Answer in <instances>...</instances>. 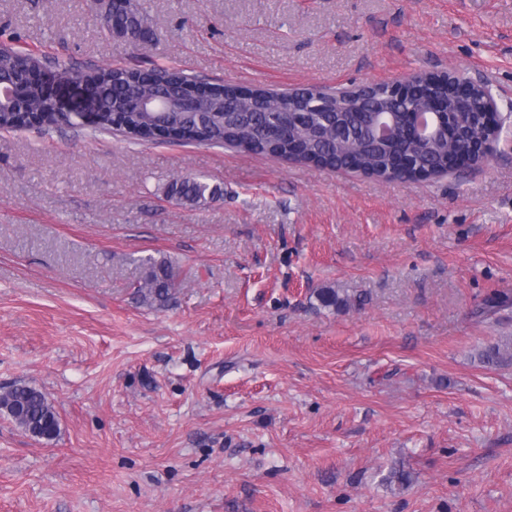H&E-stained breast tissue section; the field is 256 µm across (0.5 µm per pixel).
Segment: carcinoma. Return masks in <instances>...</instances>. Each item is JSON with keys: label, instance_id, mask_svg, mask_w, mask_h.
I'll return each mask as SVG.
<instances>
[{"label": "carcinoma", "instance_id": "carcinoma-1", "mask_svg": "<svg viewBox=\"0 0 512 512\" xmlns=\"http://www.w3.org/2000/svg\"><path fill=\"white\" fill-rule=\"evenodd\" d=\"M106 28L117 37L132 35L144 39L150 33L145 18L132 6L131 0H108L105 14ZM31 54L15 51L0 55V82H8L21 91L19 102L0 112V130L32 128L31 119L37 113L47 114L52 127L83 128L82 118L66 112H52L53 103L45 97L44 87L26 80ZM169 94L175 98L183 91L186 81L183 72L174 68L160 70ZM69 76L93 85L94 95L89 111L96 114L97 126L103 131L117 125L137 141H156L167 132L186 144L244 147L253 154L269 155L299 163L315 160L321 164L347 170L369 169L381 176L388 174L392 159L402 153L420 166H429L439 176L450 169L449 157L459 150H470L488 135L480 112H459L451 89L444 83L433 85L434 94L448 98L445 127L438 136L428 140H400L377 145L367 131L345 139L336 137V124H344L361 109L391 108L384 92L369 98L338 97L322 93L314 101L315 108L308 118L289 123L294 100L288 92L277 93L273 102L262 97L238 99L233 90L217 87L204 101L200 112H176L161 125L154 117L140 109L139 102L157 92V82L138 69L110 67L87 73L74 72ZM222 195L218 185H210L195 178L173 181L167 196L184 205L201 207ZM145 275L137 287L142 301L158 305L172 296L173 278L170 264L152 258L143 260ZM319 300L326 307L349 308L354 301L340 296L334 289H323ZM512 302L502 293L487 297L480 313L488 314ZM482 363L492 366L512 364V336H502L479 352ZM0 416L11 420L22 431L39 440H53L60 432L59 417L45 393L25 384L15 385L0 393Z\"/></svg>", "mask_w": 512, "mask_h": 512}]
</instances>
